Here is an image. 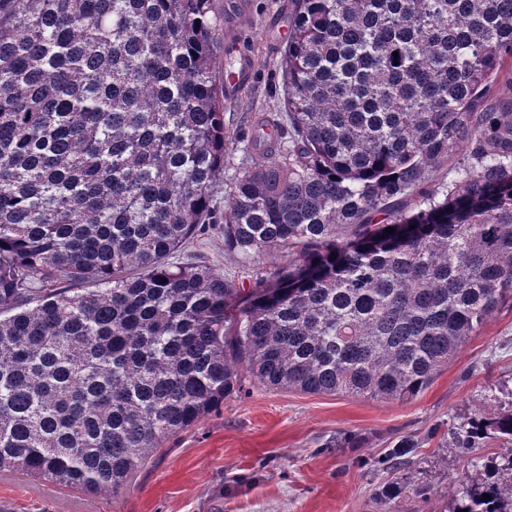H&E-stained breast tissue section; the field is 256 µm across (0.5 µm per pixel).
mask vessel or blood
Masks as SVG:
<instances>
[{"mask_svg":"<svg viewBox=\"0 0 512 512\" xmlns=\"http://www.w3.org/2000/svg\"><path fill=\"white\" fill-rule=\"evenodd\" d=\"M249 15L250 0H226L224 22L230 34L224 39V55L230 65L224 74V98L228 101L237 100L253 84L257 75L255 55L236 33Z\"/></svg>","mask_w":512,"mask_h":512,"instance_id":"vessel-or-blood-1","label":"vessel or blood"}]
</instances>
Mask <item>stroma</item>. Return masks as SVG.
Here are the masks:
<instances>
[{
	"instance_id": "35a3bbf8",
	"label": "stroma",
	"mask_w": 512,
	"mask_h": 512,
	"mask_svg": "<svg viewBox=\"0 0 512 512\" xmlns=\"http://www.w3.org/2000/svg\"><path fill=\"white\" fill-rule=\"evenodd\" d=\"M288 0H251L241 36L258 77L224 107L225 126L279 111L282 48L273 38ZM175 262L199 264L239 284L274 272L288 254L245 256L221 227L189 239ZM484 404L512 405V308L498 310L420 395L408 401L273 389L243 375L239 392L167 440L120 496L85 494L0 471V512H452L459 471L481 482L512 455L493 436L460 448L457 437ZM412 444L403 459L393 450Z\"/></svg>"
}]
</instances>
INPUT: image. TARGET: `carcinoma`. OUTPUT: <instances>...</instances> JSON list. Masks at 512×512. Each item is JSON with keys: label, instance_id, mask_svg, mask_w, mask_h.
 Listing matches in <instances>:
<instances>
[{"label": "carcinoma", "instance_id": "cac0c4a2", "mask_svg": "<svg viewBox=\"0 0 512 512\" xmlns=\"http://www.w3.org/2000/svg\"><path fill=\"white\" fill-rule=\"evenodd\" d=\"M223 26L213 0H0V471L118 495L243 371L408 400L512 302V0H291L222 225L288 265L247 290L170 261L234 141ZM453 483L452 512H512V455Z\"/></svg>", "mask_w": 512, "mask_h": 512}]
</instances>
